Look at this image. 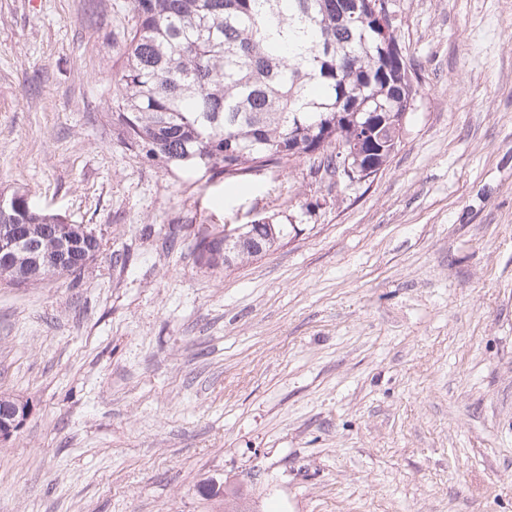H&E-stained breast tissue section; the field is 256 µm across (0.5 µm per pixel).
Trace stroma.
Segmentation results:
<instances>
[{
	"instance_id": "obj_1",
	"label": "stroma",
	"mask_w": 512,
	"mask_h": 512,
	"mask_svg": "<svg viewBox=\"0 0 512 512\" xmlns=\"http://www.w3.org/2000/svg\"><path fill=\"white\" fill-rule=\"evenodd\" d=\"M422 93L369 180L126 145L128 0H0V192L96 230L0 284V512H512V0H389ZM271 218L222 272L202 228ZM260 223L266 224H242L232 230H230L232 224H227L228 238H233L235 234L240 233L246 227L249 228L224 244V249H221V245L225 241L223 236L208 241L203 248L197 246L200 257L205 260L209 268L217 271L223 270V268L224 270L229 269L238 263L277 250L288 233V225L280 224L276 227V232H273L270 228H273L274 224H271L269 218L261 219ZM31 412L28 400L0 396V443L8 442L19 432Z\"/></svg>"
}]
</instances>
